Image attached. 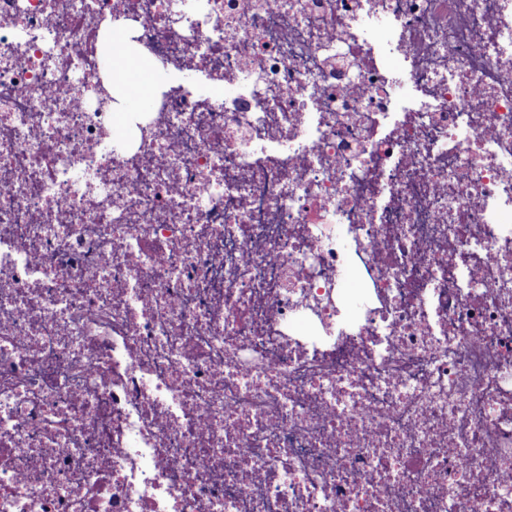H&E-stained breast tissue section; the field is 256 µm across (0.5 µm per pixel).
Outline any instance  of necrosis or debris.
Returning a JSON list of instances; mask_svg holds the SVG:
<instances>
[{"mask_svg":"<svg viewBox=\"0 0 512 512\" xmlns=\"http://www.w3.org/2000/svg\"><path fill=\"white\" fill-rule=\"evenodd\" d=\"M0 512H512V0H0ZM108 41L111 42V44L118 43L120 44L121 48L122 46L125 48V52H122V56H112V69L114 72L117 71L123 75V85H125L124 72L126 69L128 76L127 89L130 90L134 99L144 97L147 94L146 88L148 86L155 87L162 81V75L159 71L153 68L150 70H145L136 61L127 62L125 68L126 60L136 58L130 51L128 37L124 32H112Z\"/></svg>","mask_w":512,"mask_h":512,"instance_id":"obj_1","label":"necrosis or debris"}]
</instances>
